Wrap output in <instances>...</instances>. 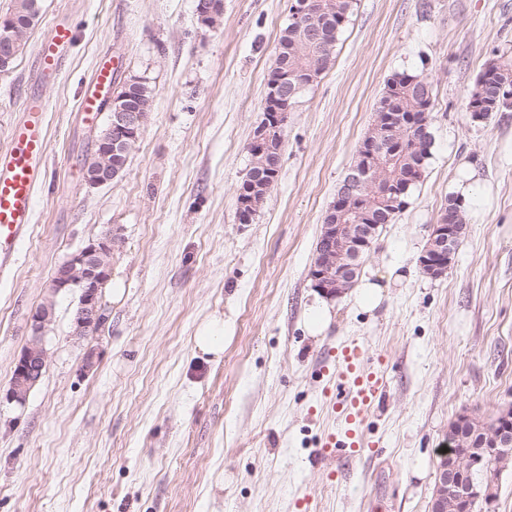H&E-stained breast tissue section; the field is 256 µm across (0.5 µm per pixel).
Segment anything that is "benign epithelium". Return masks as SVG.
Listing matches in <instances>:
<instances>
[{
    "mask_svg": "<svg viewBox=\"0 0 512 512\" xmlns=\"http://www.w3.org/2000/svg\"><path fill=\"white\" fill-rule=\"evenodd\" d=\"M218 6L211 0H198L196 14L198 22L206 27L216 24ZM0 27L10 33L0 41V64L6 65L15 57V46L23 38V29L10 17L0 19ZM106 109L109 120V137L103 145L105 152L120 147L133 149L143 127L144 118L139 111L130 108L122 99L110 98ZM282 114H266V120L258 126L252 143L262 145L273 137L281 136ZM364 163L354 167L342 183L334 206L350 210L353 192L361 188L384 195L396 194V187L380 183L374 172L381 166L384 149L377 141L364 142L359 147ZM117 176L112 168L101 166L83 170L84 181L91 186L106 184ZM365 224H324L318 240L310 271L314 287L329 297H336L347 289L348 279L338 266L340 256L348 253L359 256L361 250L371 246ZM457 224L432 225L433 239L419 258L422 271L431 278L443 276L452 262L453 251L449 247L458 235ZM112 231L89 241L84 247L70 255L60 264L52 281L53 292L66 291L72 286L81 288L76 307L71 335L85 338L97 323L106 320L100 301V287L109 273L99 261V256L112 252ZM54 307L48 300L30 315L32 341L23 349L15 362L13 378L5 394L8 402H21L40 381L47 363V351L43 345V331L52 321ZM472 417L461 415L455 420V429L449 433L458 449L446 457L439 466L436 489L431 501V512H446L448 503L460 502L464 507L481 499L490 505L495 501L492 481H479L476 475L482 472L487 455L509 458L512 456V408L505 409L491 420L480 438L463 435L470 428Z\"/></svg>",
    "mask_w": 512,
    "mask_h": 512,
    "instance_id": "obj_1",
    "label": "benign epithelium"
}]
</instances>
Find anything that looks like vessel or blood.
<instances>
[{
  "label": "vessel or blood",
  "instance_id": "b4317fda",
  "mask_svg": "<svg viewBox=\"0 0 512 512\" xmlns=\"http://www.w3.org/2000/svg\"><path fill=\"white\" fill-rule=\"evenodd\" d=\"M72 41L70 24L51 25L34 59L38 79L59 72ZM111 83V64H97L91 84L80 96L79 110L85 120L96 118L101 96ZM9 140V148L0 152V277L7 276L16 262L18 247L33 222L35 190L45 181L46 112L38 97L26 101L10 126ZM334 358L336 397L332 409L342 420L337 431L324 432L316 452L317 458L331 463L342 458H363L375 447V440L365 435L363 424L379 406L385 391L382 377L361 345H345Z\"/></svg>",
  "mask_w": 512,
  "mask_h": 512
}]
</instances>
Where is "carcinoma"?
Listing matches in <instances>:
<instances>
[{
    "mask_svg": "<svg viewBox=\"0 0 512 512\" xmlns=\"http://www.w3.org/2000/svg\"><path fill=\"white\" fill-rule=\"evenodd\" d=\"M34 0H16L14 6L18 22L33 26L40 10L33 7ZM313 11L303 31L288 24L281 32L277 46L275 67L270 78L276 79L282 73L288 74L287 106H292L300 93L311 85L328 67L335 53L338 36L353 12L354 0H311ZM512 94V64L498 58L485 64L476 81L468 104L482 112L487 119L495 112L512 109V101L506 94ZM117 96L128 98L139 111L150 112L153 90L144 82L130 79L125 82ZM432 87L427 79L418 74L399 72L389 78L386 91L376 108V119L369 136L378 138L381 132L397 124L413 112H431ZM433 138L430 125L414 127L407 125L403 135L388 148L390 157L384 158L382 170L384 179L397 182L398 195L385 198L375 194L367 195L363 201L354 202L357 209L375 213L373 223L383 225L393 222L395 217L407 206L410 187L403 176L412 174L419 179L422 176L425 161L431 154ZM251 166L240 185L243 193L237 199L254 196L255 206H260L266 195L263 182L279 172L284 145L282 139H274L265 146L248 147Z\"/></svg>",
    "mask_w": 512,
    "mask_h": 512,
    "instance_id": "carcinoma-1",
    "label": "carcinoma"
}]
</instances>
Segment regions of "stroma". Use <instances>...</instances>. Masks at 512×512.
<instances>
[{
    "instance_id": "stroma-1",
    "label": "stroma",
    "mask_w": 512,
    "mask_h": 512,
    "mask_svg": "<svg viewBox=\"0 0 512 512\" xmlns=\"http://www.w3.org/2000/svg\"><path fill=\"white\" fill-rule=\"evenodd\" d=\"M223 3L207 28L197 0H43L0 71V151L28 97L47 113V178L0 278V512H298L304 497L308 512H429L450 423L512 404V111L475 121L466 110L487 60L512 58V0H357L333 63L288 110L277 181L245 224L238 189L289 2ZM59 18L76 37L40 81L36 47ZM105 56L117 82L144 78L153 102L124 171L91 186L82 161L100 127L78 105ZM402 71L433 87L431 154L359 285L323 296L310 269L324 216ZM464 179L476 187L465 233L447 273L429 278L418 259ZM107 231V319L79 339L77 297L50 281ZM365 282L379 286L369 303ZM49 299L45 373L24 404L8 403L29 317ZM215 315L218 361L194 345ZM349 342L382 364L386 397L364 423L379 448L331 471L316 459L334 424L328 354Z\"/></svg>"
}]
</instances>
